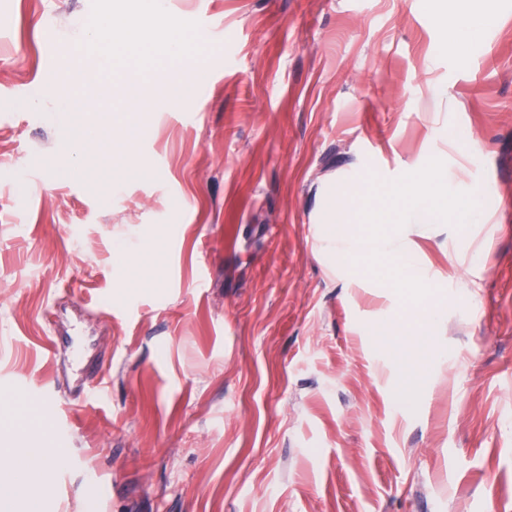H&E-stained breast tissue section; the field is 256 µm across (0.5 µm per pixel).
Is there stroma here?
<instances>
[{"label":"stroma","instance_id":"35a3bbf8","mask_svg":"<svg viewBox=\"0 0 512 512\" xmlns=\"http://www.w3.org/2000/svg\"><path fill=\"white\" fill-rule=\"evenodd\" d=\"M432 2L166 0L152 37L194 49L113 70L83 38L113 0H0V417L67 452L42 512H512V0H452L495 17L459 52ZM49 75L127 84L94 116L149 171L101 179L95 141L58 168ZM433 164L447 214L424 184L361 227L424 281L331 253L345 190ZM431 310L430 359L376 341Z\"/></svg>","mask_w":512,"mask_h":512}]
</instances>
